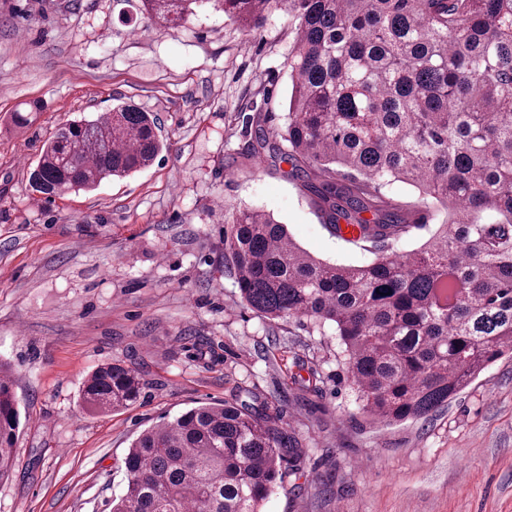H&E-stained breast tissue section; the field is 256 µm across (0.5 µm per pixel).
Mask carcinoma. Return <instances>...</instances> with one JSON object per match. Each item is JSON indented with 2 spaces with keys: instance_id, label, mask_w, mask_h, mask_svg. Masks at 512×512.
<instances>
[{
  "instance_id": "cac0c4a2",
  "label": "carcinoma",
  "mask_w": 512,
  "mask_h": 512,
  "mask_svg": "<svg viewBox=\"0 0 512 512\" xmlns=\"http://www.w3.org/2000/svg\"><path fill=\"white\" fill-rule=\"evenodd\" d=\"M203 0H140L176 28ZM251 32L283 7L295 34L282 143L272 151L312 195L322 224L373 254L361 266L311 256L287 225L234 208L224 258L243 303L275 320L332 325L363 414L385 425L427 417L512 353V0H218ZM155 116L121 102L58 126L31 186L49 198L92 192L150 167ZM415 187L397 203L381 188ZM426 211L434 225L421 224ZM371 217L366 218L364 214ZM419 246L395 248L415 230ZM138 373L95 368L83 408L136 401ZM280 409L201 405L139 434L112 512H263L298 442ZM20 413L0 364V479L16 461Z\"/></svg>"
}]
</instances>
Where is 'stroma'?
<instances>
[{"label":"stroma","instance_id":"35a3bbf8","mask_svg":"<svg viewBox=\"0 0 512 512\" xmlns=\"http://www.w3.org/2000/svg\"><path fill=\"white\" fill-rule=\"evenodd\" d=\"M137 0H0V361L21 412L0 512H111L144 429L202 403L279 401L303 453L264 512H512V357L442 410L365 420L332 327L268 320L224 270V212L254 208L330 263L369 253L333 236L290 166L250 152L281 136L294 33L286 11L242 32L210 0L175 29ZM153 113V165L91 193L46 198L29 173L67 119L115 101ZM34 112L13 128V112ZM134 368L142 393L103 415L79 389L98 365ZM318 370L305 399L294 379Z\"/></svg>","mask_w":512,"mask_h":512}]
</instances>
